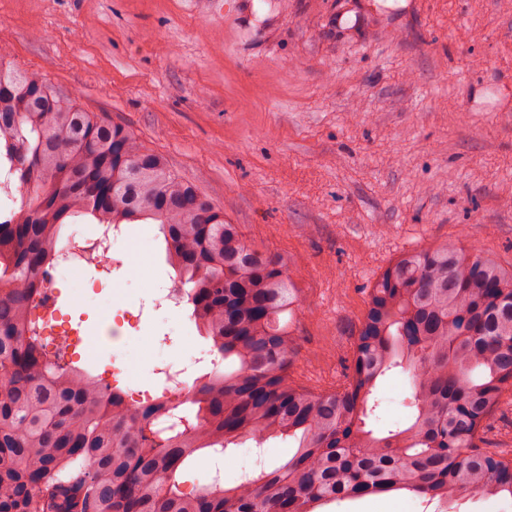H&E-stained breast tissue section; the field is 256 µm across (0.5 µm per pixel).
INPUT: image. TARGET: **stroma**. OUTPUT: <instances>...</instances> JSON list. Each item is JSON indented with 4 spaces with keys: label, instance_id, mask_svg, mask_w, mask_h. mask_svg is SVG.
<instances>
[{
    "label": "stroma",
    "instance_id": "obj_1",
    "mask_svg": "<svg viewBox=\"0 0 512 512\" xmlns=\"http://www.w3.org/2000/svg\"><path fill=\"white\" fill-rule=\"evenodd\" d=\"M0 0V45L20 68L164 154L244 236L288 257L300 306L292 372L343 378L369 290L400 254L476 249L512 265V0ZM119 268L58 284L81 362L125 366L159 396L157 363L192 367L211 343L153 307L172 288L154 224L113 240ZM148 270L129 276L127 265ZM138 317L108 337L117 311ZM409 375L377 384L374 432L403 426ZM291 440L234 439L184 470L225 485L291 457ZM325 512H425L403 495Z\"/></svg>",
    "mask_w": 512,
    "mask_h": 512
}]
</instances>
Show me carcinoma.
<instances>
[{
  "instance_id": "carcinoma-1",
  "label": "carcinoma",
  "mask_w": 512,
  "mask_h": 512,
  "mask_svg": "<svg viewBox=\"0 0 512 512\" xmlns=\"http://www.w3.org/2000/svg\"><path fill=\"white\" fill-rule=\"evenodd\" d=\"M23 189L0 214V512H317L406 492L512 498V458L485 447L512 405V271L477 251L399 255L371 289L345 382L292 376L298 302L288 261L247 241L195 185L124 126L81 108L0 47V168ZM156 224L211 352L230 366L129 411L120 389L47 352L36 321L64 226ZM410 373L409 421L366 429L380 377ZM296 451L231 487L186 491L181 471L232 438Z\"/></svg>"
}]
</instances>
